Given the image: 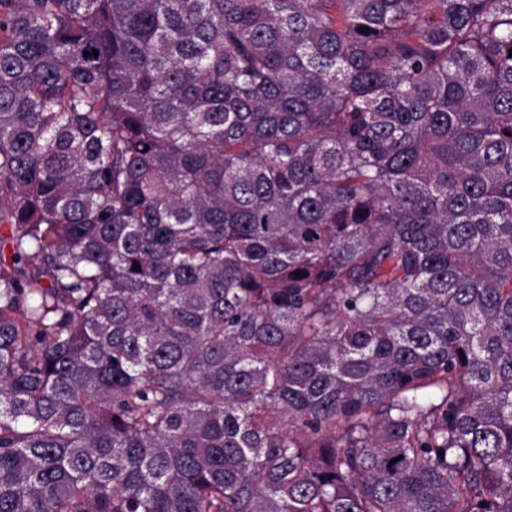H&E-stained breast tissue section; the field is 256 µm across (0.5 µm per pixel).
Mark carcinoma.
I'll return each instance as SVG.
<instances>
[{"mask_svg":"<svg viewBox=\"0 0 512 512\" xmlns=\"http://www.w3.org/2000/svg\"><path fill=\"white\" fill-rule=\"evenodd\" d=\"M0 223V512H512V0H0Z\"/></svg>","mask_w":512,"mask_h":512,"instance_id":"1","label":"carcinoma"}]
</instances>
